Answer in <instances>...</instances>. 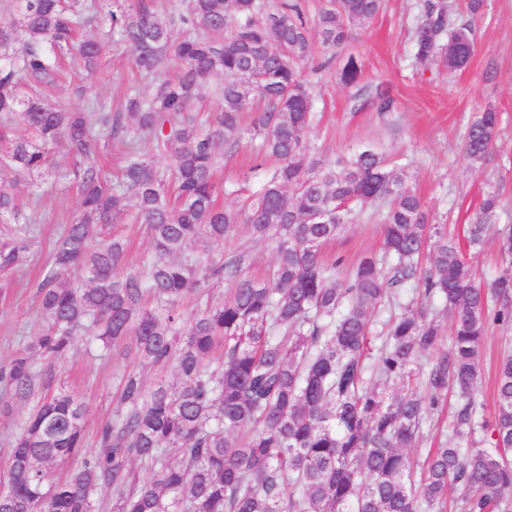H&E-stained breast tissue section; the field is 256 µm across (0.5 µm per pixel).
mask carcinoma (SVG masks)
Returning <instances> with one entry per match:
<instances>
[{
	"mask_svg": "<svg viewBox=\"0 0 512 512\" xmlns=\"http://www.w3.org/2000/svg\"><path fill=\"white\" fill-rule=\"evenodd\" d=\"M83 2L22 0L18 18L0 27L1 47L17 27L25 37L0 64V115H19L30 131L26 139L0 133V223L10 225L1 272L23 264L35 236L18 185L49 170L48 146L60 138L75 162L55 170V182L75 179L80 190L79 214L41 269L45 329L0 362V403L32 405L0 473V512H94L100 489L112 490V512H447L452 486L464 490L455 512H509L512 351L496 369L493 420L473 396L489 329L512 331V224L498 222L499 189L486 191L467 228L471 250L495 229L504 269L482 281L446 225L428 222L405 168L376 145L324 163L307 144L314 113L301 64L311 60L313 35L333 51L384 0H325L314 30L302 0L272 11L263 0H182L165 15L143 0H112L108 34L132 49L136 68L158 76L171 55L180 70L115 111L68 112L22 86L56 85L72 50L88 74L97 70L103 42L76 39ZM482 9L483 0H466L450 22L441 0H423L415 64L464 67ZM362 73L350 55L338 78L356 89L359 106L393 111L388 91L361 84ZM210 94L221 108L202 122L193 107ZM246 112L259 137L253 151L277 165L227 208L216 174L242 146ZM498 138L488 105L467 130L468 163H486ZM107 139L125 142L115 178L98 163ZM379 202L381 251L336 277L339 262L326 263L323 246L355 210ZM126 217L146 226L154 252L137 271L123 238L104 232ZM242 224L250 249L274 245L261 280L248 275L249 249L211 251ZM76 268L82 287L69 278ZM223 282L229 298L183 308L201 287ZM82 332L107 357L121 346L152 367L174 366L179 379L150 390L140 371H122V409L93 450L84 403L53 392L57 363ZM450 390V439L412 460L407 449L425 438ZM168 448L183 457L169 461ZM72 459L77 465L56 479ZM138 461L150 463L148 478L135 471Z\"/></svg>",
	"mask_w": 512,
	"mask_h": 512,
	"instance_id": "obj_1",
	"label": "carcinoma"
}]
</instances>
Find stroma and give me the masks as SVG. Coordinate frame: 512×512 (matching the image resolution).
<instances>
[{
  "label": "stroma",
  "mask_w": 512,
  "mask_h": 512,
  "mask_svg": "<svg viewBox=\"0 0 512 512\" xmlns=\"http://www.w3.org/2000/svg\"><path fill=\"white\" fill-rule=\"evenodd\" d=\"M420 3L386 0L379 15L355 24L347 46L363 64L364 83L383 84L395 101V112L383 116L370 107L356 108L354 89L342 85L330 69L312 89L315 119L309 140L324 159L376 144L389 160L405 164L407 188L422 198L434 223L447 225L449 234L462 236L483 192L500 184L505 187L500 221L512 224V0H485V15L475 25V53L465 68L452 73L413 64L412 29ZM83 85L78 95L72 83H61L52 103L74 111L96 102L114 109L129 94L155 92L158 82L141 78L130 48L111 39L99 70ZM489 104L499 114L500 138L490 165L473 167L463 157L466 132L480 108ZM269 173L268 167H256L249 148L225 158V205L256 191ZM40 189L45 204L33 215L40 236L27 264L15 269L11 286L0 295V361L16 350L19 335L39 330L36 273L61 228L78 213L75 185L56 184L48 175ZM383 211L375 205L356 213L325 246L328 258L341 259V273H349L364 254L380 249ZM503 345L501 332L493 329L482 348V375L474 396L488 419L494 414L493 379ZM117 374L112 360L100 357L97 344L83 337L58 364V387L73 392L87 407L88 442H95L101 425L119 408Z\"/></svg>",
  "instance_id": "stroma-1"
}]
</instances>
